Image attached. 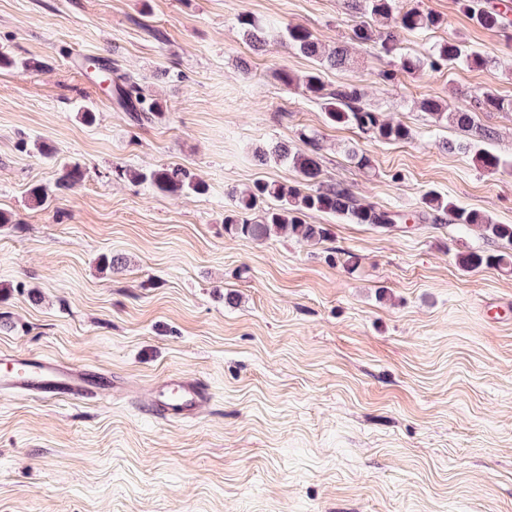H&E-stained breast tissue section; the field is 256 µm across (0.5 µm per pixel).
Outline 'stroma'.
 I'll list each match as a JSON object with an SVG mask.
<instances>
[{
    "mask_svg": "<svg viewBox=\"0 0 512 512\" xmlns=\"http://www.w3.org/2000/svg\"><path fill=\"white\" fill-rule=\"evenodd\" d=\"M418 5L443 24L400 32L408 51L453 39L496 63L382 84L374 44H348L347 66L322 80L360 86L413 131L383 143L326 125L316 100L275 77L316 65L282 41L286 25L329 49L348 43L344 0H0V51L41 63L0 69V211L13 216L0 228V350L116 378L102 401L0 395V512H512V271L457 261L497 242L454 224L381 233L318 212L306 220L329 236L316 245L224 231L233 192L298 181L253 152L301 148L303 129L320 137L323 181L363 202L412 211L433 189L512 224V175L442 146L486 133L511 161L512 110H475L465 133L420 108L426 97L473 108L486 88L512 100V28H481L460 0ZM242 15L266 25L262 50ZM105 54L162 103L161 118L132 123L95 70L72 65ZM354 146L372 172L350 159ZM74 162L83 180L31 208L30 188L53 187ZM161 165L189 168L206 192L169 196L115 174ZM113 255L125 267L101 271ZM169 374L209 385L194 419L144 412Z\"/></svg>",
    "mask_w": 512,
    "mask_h": 512,
    "instance_id": "1",
    "label": "stroma"
}]
</instances>
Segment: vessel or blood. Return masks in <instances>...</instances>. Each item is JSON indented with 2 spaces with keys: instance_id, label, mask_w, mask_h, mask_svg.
Here are the masks:
<instances>
[{
  "instance_id": "obj_1",
  "label": "vessel or blood",
  "mask_w": 512,
  "mask_h": 512,
  "mask_svg": "<svg viewBox=\"0 0 512 512\" xmlns=\"http://www.w3.org/2000/svg\"><path fill=\"white\" fill-rule=\"evenodd\" d=\"M0 394H35L46 399H88L111 391V374L96 369H76L59 360L0 351ZM211 398L209 387L200 380L167 376L151 389L148 409L163 420L188 419Z\"/></svg>"
}]
</instances>
